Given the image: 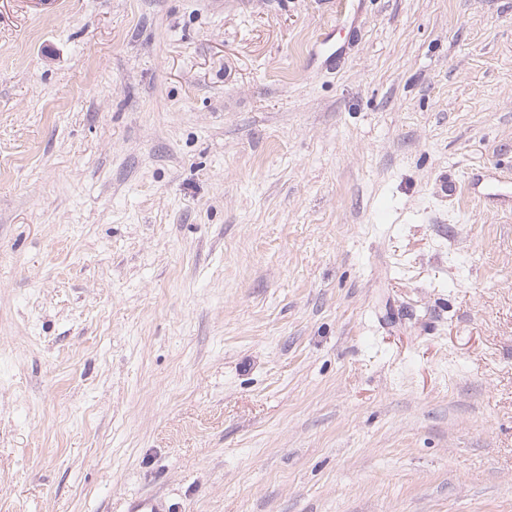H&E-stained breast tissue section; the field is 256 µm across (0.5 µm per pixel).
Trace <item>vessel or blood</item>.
I'll list each match as a JSON object with an SVG mask.
<instances>
[{"label": "vessel or blood", "instance_id": "obj_1", "mask_svg": "<svg viewBox=\"0 0 512 512\" xmlns=\"http://www.w3.org/2000/svg\"><path fill=\"white\" fill-rule=\"evenodd\" d=\"M441 190L448 198L465 193L477 199L487 210L512 207V180L503 177L496 168L484 166L443 179Z\"/></svg>", "mask_w": 512, "mask_h": 512}]
</instances>
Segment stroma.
I'll list each match as a JSON object with an SVG mask.
<instances>
[{
    "instance_id": "1",
    "label": "stroma",
    "mask_w": 512,
    "mask_h": 512,
    "mask_svg": "<svg viewBox=\"0 0 512 512\" xmlns=\"http://www.w3.org/2000/svg\"><path fill=\"white\" fill-rule=\"evenodd\" d=\"M512 0H0V512H512ZM496 167L484 166L462 174H449L441 183V191L448 199L467 193L487 210L503 206L512 208V181L503 177Z\"/></svg>"
}]
</instances>
